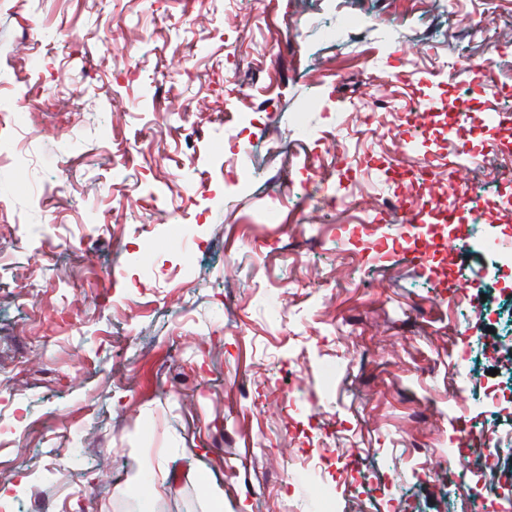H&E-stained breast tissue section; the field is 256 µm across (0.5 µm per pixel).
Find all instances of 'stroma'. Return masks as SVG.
<instances>
[{
    "mask_svg": "<svg viewBox=\"0 0 512 512\" xmlns=\"http://www.w3.org/2000/svg\"><path fill=\"white\" fill-rule=\"evenodd\" d=\"M28 43L63 84L0 128L15 512H125L158 448L154 512H211L216 488L224 512H317L327 494L333 512H462L444 464L457 413L497 434L484 484L512 512V406L476 404L512 383V292L476 281L478 251L444 266L344 231L383 204L407 224L415 199L384 169L431 159L459 231L498 221L512 162L495 144L512 134L487 117L512 82V0H0L18 101ZM402 67L407 83L375 84ZM458 99L463 170L435 119ZM231 142L264 176L228 192ZM461 290L463 309L444 305ZM308 457L359 473L286 494Z\"/></svg>",
    "mask_w": 512,
    "mask_h": 512,
    "instance_id": "stroma-1",
    "label": "stroma"
}]
</instances>
